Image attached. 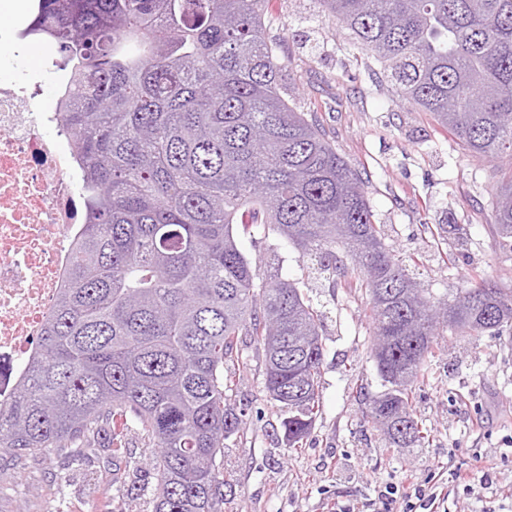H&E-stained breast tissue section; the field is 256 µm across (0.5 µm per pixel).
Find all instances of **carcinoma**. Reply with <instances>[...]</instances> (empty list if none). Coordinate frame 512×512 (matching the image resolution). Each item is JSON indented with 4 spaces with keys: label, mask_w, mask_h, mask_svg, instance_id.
Masks as SVG:
<instances>
[{
    "label": "carcinoma",
    "mask_w": 512,
    "mask_h": 512,
    "mask_svg": "<svg viewBox=\"0 0 512 512\" xmlns=\"http://www.w3.org/2000/svg\"><path fill=\"white\" fill-rule=\"evenodd\" d=\"M270 0H38L58 47L87 194L66 284L0 401V450L157 448L153 512H224V449L244 438L234 375L249 347L288 410L290 448L319 412L320 315L296 283L256 281L244 215L333 274L357 276L385 390L367 413L395 448L427 430L412 387L437 337L499 336L512 288L472 280L436 298L385 243L359 173L281 95ZM373 53L397 94L476 157L512 160V0H319ZM512 240V175L491 195ZM351 256L353 267L337 257Z\"/></svg>",
    "instance_id": "obj_1"
}]
</instances>
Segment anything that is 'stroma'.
I'll return each mask as SVG.
<instances>
[{
    "label": "stroma",
    "instance_id": "stroma-1",
    "mask_svg": "<svg viewBox=\"0 0 512 512\" xmlns=\"http://www.w3.org/2000/svg\"><path fill=\"white\" fill-rule=\"evenodd\" d=\"M282 37L285 97L359 171L385 242L434 296L472 275L512 288V249L490 198L505 165L472 156L399 97L366 52L346 44L315 0H271ZM260 278L299 281L321 313L320 412L301 447L283 440L277 402L253 357L236 373L247 436L225 449L233 496L224 512H379L406 475L438 495L433 512H512V333L444 336L413 405L430 431L422 448H389L363 413L383 391L370 356L374 325L354 281L332 287L316 260L275 234H240ZM154 450L138 428L113 452L50 448L25 464L0 458V512H152Z\"/></svg>",
    "mask_w": 512,
    "mask_h": 512
}]
</instances>
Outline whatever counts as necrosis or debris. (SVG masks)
Returning a JSON list of instances; mask_svg holds the SVG:
<instances>
[{"instance_id":"obj_1","label":"necrosis or debris","mask_w":512,"mask_h":512,"mask_svg":"<svg viewBox=\"0 0 512 512\" xmlns=\"http://www.w3.org/2000/svg\"><path fill=\"white\" fill-rule=\"evenodd\" d=\"M66 80L0 82V400L41 334L83 222L84 175L60 128Z\"/></svg>"}]
</instances>
